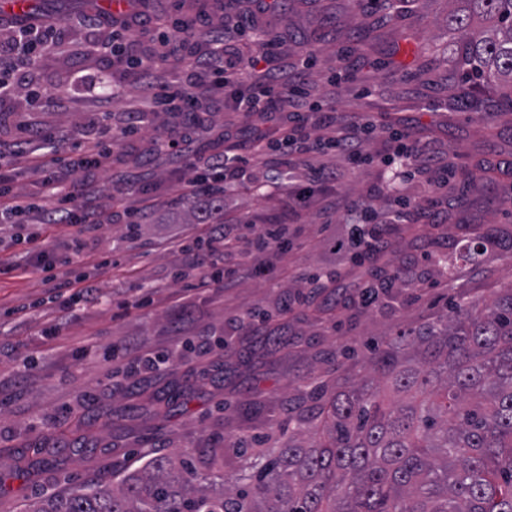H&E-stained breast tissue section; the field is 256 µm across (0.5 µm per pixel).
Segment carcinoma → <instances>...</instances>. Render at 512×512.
<instances>
[{
    "label": "carcinoma",
    "instance_id": "cac0c4a2",
    "mask_svg": "<svg viewBox=\"0 0 512 512\" xmlns=\"http://www.w3.org/2000/svg\"><path fill=\"white\" fill-rule=\"evenodd\" d=\"M448 42L462 85L501 83L512 112V0H450ZM224 223V200L188 206ZM336 386L297 389L288 442H232L251 466L218 489L200 468L215 448L157 455L91 489L38 496L28 512H512V287L490 303L458 295L437 321L385 346L336 350Z\"/></svg>",
    "mask_w": 512,
    "mask_h": 512
}]
</instances>
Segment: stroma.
<instances>
[{"label": "stroma", "mask_w": 512, "mask_h": 512, "mask_svg": "<svg viewBox=\"0 0 512 512\" xmlns=\"http://www.w3.org/2000/svg\"><path fill=\"white\" fill-rule=\"evenodd\" d=\"M397 7L394 17L378 0H288L261 17L246 0H230L223 12L214 0L144 6L171 20L205 14L214 25L242 28L246 40L264 26L293 59L315 56L310 89L337 115L408 129L429 152L449 155L456 172L448 188H434L423 175L407 183L405 194L421 213L414 226L391 227L390 246L374 263L378 269L411 264L414 281L395 283L370 307L338 305L323 295L306 306L286 303L289 291L316 287L330 274L348 287L356 280L344 250L349 227L342 214L325 219L315 196L299 206L287 250L253 257L256 265L273 263L274 277L246 270L224 292L186 291L178 244L207 227L188 223L182 189L190 173L159 155L155 141L170 129L191 131L198 147L224 137L246 157L251 119L225 111L223 98L213 96L194 118L159 113L117 140L109 161L85 168L77 163L79 145L102 117L99 96L113 92L115 126L145 101L137 69L88 56L93 33L79 26L64 30L59 54L33 67V82L51 104L29 113V122L59 132L72 179L113 219L91 232L68 224L0 226V337L15 347L0 353V512H26L35 496L110 476L113 462L134 469L177 448H220L231 469H240L246 461L230 442L260 435L266 447H280L288 438L289 396L316 379L335 381L331 355L338 345L381 344L395 325L444 316L456 289L488 300L512 282V208L501 203L512 197V112L502 111L503 92L494 85H472L468 100H460L448 52V0H399ZM366 149L373 164L355 170L334 153L319 162L338 172L329 189L341 200L369 197L382 213L386 188L377 160L385 146L372 141ZM285 172L279 155L267 152L256 182L225 195L226 217L241 234L253 224L285 222L282 195L259 186ZM126 174L141 179L143 193H129ZM143 207L151 218L131 231L123 212ZM487 228L495 242L480 263L461 260L446 271L440 253ZM34 232L61 251L82 241L75 266L93 272L98 302L67 310L55 301V286L70 280L71 268L49 276L26 267ZM135 288L143 304L125 308ZM52 327L58 335L47 336ZM204 334L221 338L223 347L202 352L197 339ZM119 341L150 353L154 367L112 373L99 353Z\"/></svg>", "instance_id": "1"}]
</instances>
